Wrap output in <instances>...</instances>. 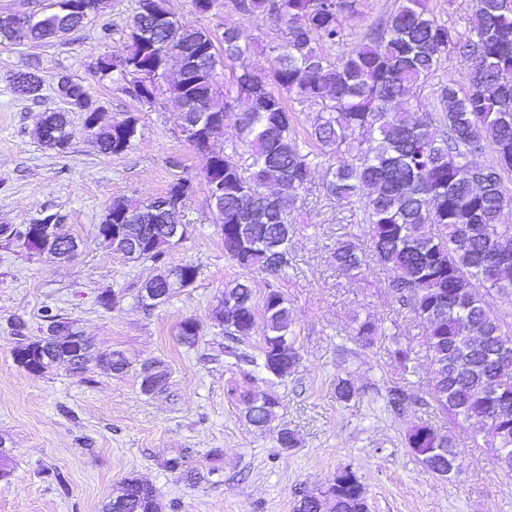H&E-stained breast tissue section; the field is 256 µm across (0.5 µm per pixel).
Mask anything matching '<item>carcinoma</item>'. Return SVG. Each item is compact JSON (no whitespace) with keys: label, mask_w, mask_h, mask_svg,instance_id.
Here are the masks:
<instances>
[{"label":"carcinoma","mask_w":512,"mask_h":512,"mask_svg":"<svg viewBox=\"0 0 512 512\" xmlns=\"http://www.w3.org/2000/svg\"><path fill=\"white\" fill-rule=\"evenodd\" d=\"M431 0H400L388 19L365 33L352 50L332 59L323 46L343 41L342 18L350 0H224V7L248 16L273 20L283 39L269 46V67L256 71L247 63L251 45L225 28L215 37L205 28L173 26L163 20L166 0H137L126 31L127 59L176 75L194 74L187 86L178 81L166 91L181 102V120L195 124L200 113H237V139L231 151L215 155L224 166V254L240 270L224 288L229 313L219 305L215 318L226 336H247L257 317L264 319L263 367L283 376L295 369L293 347H279L293 337L295 320L282 292L267 289L257 304L250 275L256 271L277 277L290 260V213L307 190L312 173L310 156L318 151L336 162L328 168L327 196L356 204L362 212L361 234L336 240L331 259L351 276L374 262L385 268L388 288L399 306L424 326L425 349L435 372L431 399L454 418L470 423L492 448L500 468L512 471V374L499 366L504 330L485 298L475 291L481 283L499 294H512V224L502 221L512 204V0H473L468 32L440 21ZM83 26L80 14L67 10L37 14L23 35L0 25V47L24 40L53 42ZM456 52L468 63L469 85L450 80L437 93L440 111L425 120L413 117L422 107L411 103L414 86L436 73L441 61ZM239 63L235 93L218 85L226 63ZM58 97L65 107L46 113L47 132L68 139V115L86 111L88 89L67 75ZM13 91L22 97L41 96L43 79L36 69L18 72ZM319 106L308 140L299 141L296 117L287 98ZM138 122L128 116L95 133L105 155H120L132 146ZM252 162L242 168L238 148ZM492 161L472 164L470 157L485 150ZM192 190L189 180L173 183L160 196L164 207L149 201L131 206L114 200L104 216L128 212L122 218L155 249L134 259L162 262L174 241L168 226L180 223V213ZM368 346L377 333L365 320L354 329ZM182 343L198 338L195 322L179 324ZM391 356L403 375L415 371L411 348L394 340ZM94 361L111 371L127 367L119 351H88L79 368ZM169 373L159 361L150 362L148 387L161 391ZM418 401L396 387L388 403L396 408ZM246 417L258 428L267 426L276 401L244 396ZM408 447L440 476L451 475L461 451L453 435L429 424L410 430ZM344 482L298 501L294 512H368L366 491L355 473L343 469ZM153 487L136 477L124 479L105 512H159Z\"/></svg>","instance_id":"cac0c4a2"}]
</instances>
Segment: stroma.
Listing matches in <instances>:
<instances>
[{"instance_id":"stroma-1","label":"stroma","mask_w":512,"mask_h":512,"mask_svg":"<svg viewBox=\"0 0 512 512\" xmlns=\"http://www.w3.org/2000/svg\"><path fill=\"white\" fill-rule=\"evenodd\" d=\"M398 0H355L343 17L344 47L392 12ZM136 0H102L79 31L51 43L0 48V227L19 228L47 215L78 245L65 263L37 256L0 235V512H102L125 478L157 491L161 512H293L303 494L351 467L363 484L370 512H512V475L501 470L482 436L452 427L429 402L434 369L423 345V327L394 302L385 271L370 264L356 279L330 261L337 239L359 233L357 206L337 204L324 191L327 162L315 167L302 200L289 217L291 256L279 277L253 274L256 298L278 288L296 323L292 338L300 363L278 377L262 369L264 321L250 335L230 338L215 319L225 285L237 268L224 255L217 216L203 177L206 157L178 134L181 106L164 95L139 103L118 75L98 79L93 58H121L126 23ZM169 10L189 28L215 33L236 28L255 46L247 63L268 66L263 46L281 33L268 19L218 6L195 12L191 0H168ZM40 69V98L17 97L12 75L26 65ZM90 89L105 119L135 116L139 136L122 154L98 151L71 113L70 144L58 152L39 144L32 130L42 112L59 108L58 76ZM192 182L182 212L187 227L165 264L132 260L97 236L104 208L123 199L139 204L163 195L173 182ZM190 263L195 282L166 302L144 307L140 289L165 266ZM114 296L104 309L101 294ZM74 324L101 352L118 350L129 362L119 375L89 367L73 373L55 365L32 374L13 359L15 328L29 336L46 332L44 308ZM379 328L371 346L351 334L354 318ZM193 319L195 346L183 345L178 325ZM399 332L415 353L411 376L399 375L390 358L391 334ZM158 360L170 373L156 395L140 388V368ZM358 388L349 402L336 396L338 379ZM396 386L415 392L420 404L393 410ZM276 400V417L264 429L246 418L244 394ZM454 429L462 450L451 477L426 468L407 445L419 424ZM295 432L296 447L277 442L281 428ZM177 459L182 471L167 468ZM200 473L186 482L183 470Z\"/></svg>"}]
</instances>
